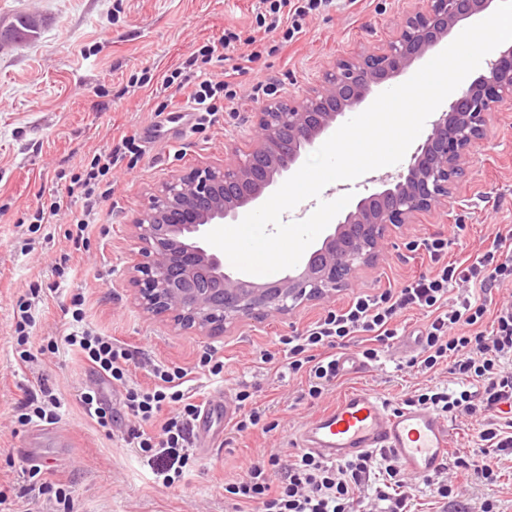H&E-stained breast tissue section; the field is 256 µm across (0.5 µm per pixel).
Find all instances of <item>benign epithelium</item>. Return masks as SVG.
<instances>
[{"instance_id":"1","label":"benign epithelium","mask_w":512,"mask_h":512,"mask_svg":"<svg viewBox=\"0 0 512 512\" xmlns=\"http://www.w3.org/2000/svg\"><path fill=\"white\" fill-rule=\"evenodd\" d=\"M493 3L425 0L404 11L381 45L354 50L322 70L300 96L273 97L250 113L249 141L234 147L224 162L197 166L154 187L148 205L128 223L138 248L129 283L143 313L205 336L221 335L245 320H282L307 302L334 298L384 252L391 228L448 207L451 188L465 175L471 148L484 138L495 105L512 98L511 46L495 52L488 72L452 96L406 170L380 178L382 188L352 204L297 271L271 282L248 280L224 271V256L203 239L254 209L267 189L299 168L306 148L374 88L407 71L463 21L487 15Z\"/></svg>"}]
</instances>
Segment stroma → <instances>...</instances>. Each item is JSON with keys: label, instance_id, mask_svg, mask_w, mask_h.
Returning a JSON list of instances; mask_svg holds the SVG:
<instances>
[{"label": "stroma", "instance_id": "stroma-1", "mask_svg": "<svg viewBox=\"0 0 512 512\" xmlns=\"http://www.w3.org/2000/svg\"><path fill=\"white\" fill-rule=\"evenodd\" d=\"M423 3L335 0L307 17L283 51L262 55L235 76L238 98L225 104L218 123L158 143L135 168L113 169L112 191L77 252L69 239L70 211L55 216L45 232L30 224L29 211L40 194L67 188L80 160L116 145L121 134L154 125L157 106L170 95L162 86L165 76L183 67L199 44L228 30L244 40L260 36L258 0H0V29L21 16L36 17L42 25L37 38L0 44V495L6 498L0 512H27L24 490L35 463L49 481L71 490L72 512H232L224 485L239 476L242 461L287 447L307 420L335 404L349 387L374 390L395 408L415 389L449 381L443 370L414 373L405 366L408 354L391 347L367 372L339 379L311 399L302 395L305 378L289 376L280 361L261 362L260 353L281 352L280 337L295 335L358 293L395 288L425 272L430 261L417 247L421 240L444 235L449 259L460 260L490 244L499 226L512 225V99L499 103L487 138L473 145L447 214L423 215L393 231L382 255L330 303L306 305L285 320H248L220 336H199L146 316L127 284L134 250L126 228L130 215L147 204L162 181L223 162L234 146L249 139L247 116L260 106L252 98L255 85L268 83L279 94L299 96L337 58L387 40L400 13ZM401 170L396 164L351 182L330 183L319 199L302 201L283 219H306L321 200L348 193L368 196L377 191L379 174L394 176ZM63 258L71 270L60 284L51 266ZM34 289L43 299L34 345L63 333L69 320L65 305L72 294H83L87 322L134 350V380L150 383V362L190 369L203 352L218 351L224 357L223 382L198 374L195 387L229 400L239 384L249 385L254 406L265 412L267 432L239 437L215 422L221 444L196 452L177 486L154 485L150 468L121 440L130 422L118 407L120 387L101 383L79 354L67 350L18 364L13 309ZM41 383L65 398L64 414L54 424H19V402L26 389ZM86 386L101 387L117 406L111 431L84 415L76 394ZM456 482L473 501L491 499L499 512H512V460H503L495 484L464 474Z\"/></svg>", "mask_w": 512, "mask_h": 512}]
</instances>
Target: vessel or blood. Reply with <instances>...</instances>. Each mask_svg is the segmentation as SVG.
I'll return each mask as SVG.
<instances>
[{"mask_svg": "<svg viewBox=\"0 0 512 512\" xmlns=\"http://www.w3.org/2000/svg\"><path fill=\"white\" fill-rule=\"evenodd\" d=\"M229 412L228 405L208 400L195 432L202 447L214 443L211 427ZM292 444L336 461L384 448L406 472L424 478L447 459L449 428L437 413L421 408L392 409L378 393L352 387L333 406L306 422Z\"/></svg>", "mask_w": 512, "mask_h": 512, "instance_id": "b4317fda", "label": "vessel or blood"}]
</instances>
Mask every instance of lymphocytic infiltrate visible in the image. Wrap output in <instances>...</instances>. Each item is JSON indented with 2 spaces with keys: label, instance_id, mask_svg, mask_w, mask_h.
Returning a JSON list of instances; mask_svg holds the SVG:
<instances>
[{
  "label": "lymphocytic infiltrate",
  "instance_id": "1",
  "mask_svg": "<svg viewBox=\"0 0 512 512\" xmlns=\"http://www.w3.org/2000/svg\"><path fill=\"white\" fill-rule=\"evenodd\" d=\"M261 2L265 34L249 39L248 50L236 52L238 38L231 31L198 48L196 76L187 98L200 114L198 128L212 124L225 101L237 96L231 81L212 79L210 66L229 60L237 72L242 63L277 52L301 32L307 16L329 7L332 0ZM141 154L136 136L121 135L116 147L80 163L72 177L73 190L51 193L49 204L33 212L32 223L48 224L62 209H78L70 238L74 246H81L112 168L123 162L136 165ZM423 246L431 262L427 273L401 288L358 294L304 333L282 337L284 367L293 376L306 374L308 397L319 398L337 378L335 350L358 341L365 360H378L381 347L399 335L398 318L410 310L426 311L429 321L421 333L422 350L408 366L421 373L446 366L456 385L420 392L405 404L454 418L477 417L485 446L479 453L454 457L452 467L492 484L498 479L497 457L512 456V420L501 419L505 409H512V299L497 302L492 295L494 289L512 284V226L498 228L485 251L460 261L448 260L447 238L434 236ZM82 306L81 295H72L66 332L49 339L47 351L63 347L78 352L101 379L121 387L122 406L135 421L126 444L146 458L156 481L173 486L193 454V429L201 410L189 384V370L154 363L149 369L152 386L133 381L128 348L85 327ZM64 408V401L44 385L39 391H26L19 420L25 425L53 424ZM449 468L440 467L419 483L383 449L339 463L311 452L285 458L274 449L266 459L246 462L241 478L225 484L224 492L232 500L257 504L259 512H407L422 485L433 498L456 497L448 482Z\"/></svg>",
  "mask_w": 512,
  "mask_h": 512
}]
</instances>
